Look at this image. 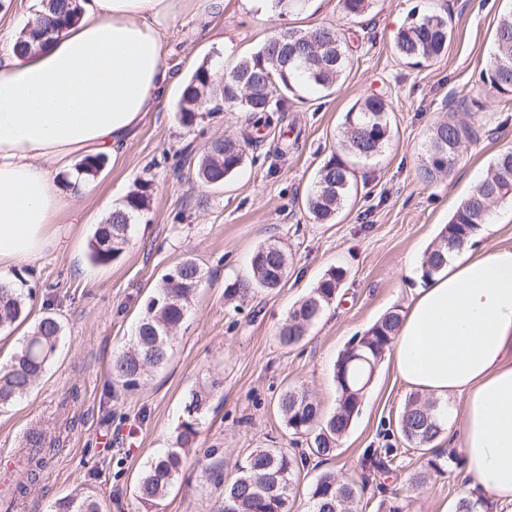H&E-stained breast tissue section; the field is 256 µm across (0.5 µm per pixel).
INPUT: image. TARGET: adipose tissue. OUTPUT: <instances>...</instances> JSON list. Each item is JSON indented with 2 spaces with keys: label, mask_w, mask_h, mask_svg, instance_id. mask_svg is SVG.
<instances>
[{
  "label": "adipose tissue",
  "mask_w": 512,
  "mask_h": 512,
  "mask_svg": "<svg viewBox=\"0 0 512 512\" xmlns=\"http://www.w3.org/2000/svg\"><path fill=\"white\" fill-rule=\"evenodd\" d=\"M188 2L81 0L41 49L0 53V267L56 246L52 169L120 155L178 83L162 40ZM390 362L455 420L470 489L512 503V248L460 250L420 279Z\"/></svg>",
  "instance_id": "ef3b65f1"
}]
</instances>
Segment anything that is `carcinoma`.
Here are the masks:
<instances>
[{
    "instance_id": "cac0c4a2",
    "label": "carcinoma",
    "mask_w": 512,
    "mask_h": 512,
    "mask_svg": "<svg viewBox=\"0 0 512 512\" xmlns=\"http://www.w3.org/2000/svg\"><path fill=\"white\" fill-rule=\"evenodd\" d=\"M343 18L349 22L363 16L371 0H340ZM79 0H42V10L31 27L16 41L21 52L45 43V36L67 28L78 18ZM452 19L438 12L426 13L395 36L398 56L412 65L429 62L445 54L452 38ZM351 64L342 28L323 25L311 31L285 29L273 34L253 54L241 59L224 75L216 87L213 74L198 67L185 82L177 104V118L183 127L196 126L206 112L225 108L247 112L268 124L273 114L283 111L288 95L301 89L328 91L346 73ZM483 82L491 95L512 96V10L502 14L490 66ZM467 112L468 99L459 100L458 109L430 129L428 145L421 164V176L432 180L453 170L460 147L477 135L476 122L461 118ZM387 102L369 95L357 101L344 116L337 150L320 166L307 209L318 223L336 216L357 191L353 182L354 165L380 155L391 139ZM244 161V149L230 138L210 142L198 164V176L212 186H222ZM106 164L103 155L81 159L77 173L94 178ZM151 184L143 182L130 191L105 222L97 225L90 244L89 259L103 265L118 258L130 243L131 220L145 210L150 200ZM512 201V149L500 151L484 179L460 203L438 240L426 253L422 268L427 276L439 272L448 263V254L471 242L479 225L486 223L490 209L497 203ZM288 256L275 244L260 246L252 258V276L240 280L226 295H246L254 288L275 289L287 273ZM202 271L187 257L168 270L153 295L147 300L129 346L112 358L111 384L125 392L139 389L148 373L164 365L174 332L183 323L195 292L201 285ZM344 272L329 269L311 291L291 308L279 330L281 344L299 343L336 297ZM32 289L22 275L13 281H0V331L28 319L26 301ZM401 321L397 311H389L357 340L358 347H348L335 364L338 390L336 410L322 413L319 403L305 390L290 388L281 394L278 408L293 434L307 439L308 451L290 454L284 449L256 448L245 460L234 465L233 477L213 472L224 483V504L219 512H292L294 484L307 457L323 460L333 456L337 443L359 414L365 388L371 381L373 367L389 351ZM63 337L61 322L51 314L38 318L29 334L11 357L0 363V406L26 396L43 378L55 359ZM211 390H193L184 407L174 446L152 457L141 471L136 497L140 505L151 509L170 490L184 466L181 449L194 443L200 420L207 410ZM445 431L436 401L419 394L409 396L398 419L403 441L421 455L434 452ZM26 447V477L17 480L14 492L24 495L45 467L51 449L44 447L40 434L29 435ZM361 488L352 480H342L333 471L322 472L312 484L308 512H354ZM56 512H101L92 496H71L60 501Z\"/></svg>"
}]
</instances>
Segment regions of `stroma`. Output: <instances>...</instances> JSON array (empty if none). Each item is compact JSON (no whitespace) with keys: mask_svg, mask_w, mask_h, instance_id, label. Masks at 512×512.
<instances>
[{"mask_svg":"<svg viewBox=\"0 0 512 512\" xmlns=\"http://www.w3.org/2000/svg\"><path fill=\"white\" fill-rule=\"evenodd\" d=\"M41 0H0V53L35 19ZM512 0H373L354 23L342 20L340 0H309L281 15L224 0L212 13L199 7L177 15L164 36L166 60L181 78L209 65L222 78L284 28L339 24L353 66L331 94L302 92L284 112L258 128L245 112L206 115L190 129L176 118L180 87H173L152 120L123 153L108 160L88 194L66 196L54 230L57 246L20 269L33 291L32 315L52 314L64 327L57 359L29 396L0 408V479L29 432L42 434L52 453L22 497L21 512H53L66 496L93 495L104 512H144L135 498L144 463L175 441L191 390L212 385L201 432L185 451V470L153 512H216L224 488L209 468L230 472L256 448L304 451L278 410L286 389L301 388L324 413L338 400L334 368L339 354L386 312H406L415 281L409 264H422L442 227L486 174L500 150L512 148V96H493L482 83L496 29ZM448 12V51L413 66L394 49L397 30L431 11ZM474 100L481 127L461 147L450 176H418L432 125L456 107L458 94ZM381 95L391 112L392 139L377 158L357 165L358 192L334 220L315 222L306 208L316 173L338 142L345 112L360 98ZM230 136L244 144L245 161L223 186L203 184L198 163L209 142ZM149 181L148 209L133 219L132 239L111 264L90 262L97 224L141 181ZM288 254L282 287L229 299L224 290L247 278L263 244ZM204 279L189 315L176 331L169 362L139 390L109 394V367L129 344L134 325L161 277L183 258ZM346 276L335 300L305 339L294 346L277 337L292 305L326 271ZM411 391L380 362L361 409L329 460L311 458L300 471L293 512H306L311 482L327 470L365 484L359 512H455L470 490L459 472L430 474L417 450L396 432ZM136 428L128 443L125 432ZM392 448L390 473L371 466L364 452Z\"/></svg>","mask_w":512,"mask_h":512,"instance_id":"stroma-1","label":"stroma"}]
</instances>
